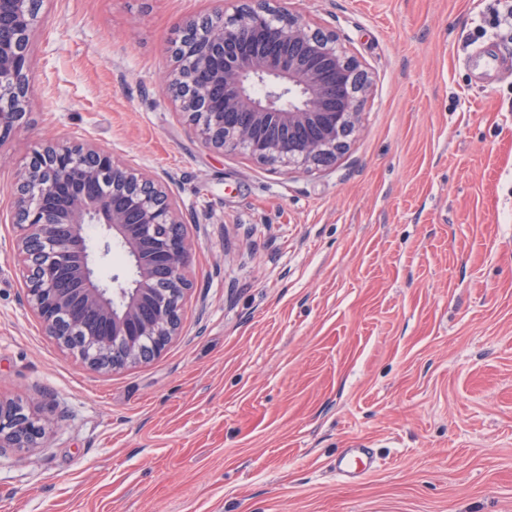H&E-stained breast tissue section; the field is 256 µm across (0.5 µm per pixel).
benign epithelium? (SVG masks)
<instances>
[{"label":"benign epithelium","mask_w":512,"mask_h":512,"mask_svg":"<svg viewBox=\"0 0 512 512\" xmlns=\"http://www.w3.org/2000/svg\"><path fill=\"white\" fill-rule=\"evenodd\" d=\"M182 23L166 91L204 145L260 164L310 170L349 147L368 73L333 31L311 29L279 0H238ZM37 13L32 0H0V141L31 105L27 72ZM17 250L27 302L63 349L94 370L158 355L177 335L192 243L166 184L97 144L47 141L34 149L15 193ZM97 254L117 248L131 276H98ZM45 436L36 414L0 399V447L31 448Z\"/></svg>","instance_id":"7a95c632"}]
</instances>
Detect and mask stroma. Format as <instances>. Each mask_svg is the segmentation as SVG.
I'll return each instance as SVG.
<instances>
[{
  "mask_svg": "<svg viewBox=\"0 0 512 512\" xmlns=\"http://www.w3.org/2000/svg\"><path fill=\"white\" fill-rule=\"evenodd\" d=\"M372 82L350 148L306 172L206 148L168 102L215 0H44L32 104L0 141V512H512V24L505 0H285ZM164 180L194 241L177 336L88 369L46 335L13 189L44 139ZM373 472L336 471L345 448ZM44 436L41 418L16 402L0 398L1 448H31ZM374 466L375 459L371 453V448L363 443L346 448L337 460V469L349 478L362 477Z\"/></svg>",
  "mask_w": 512,
  "mask_h": 512,
  "instance_id": "1",
  "label": "stroma"
}]
</instances>
